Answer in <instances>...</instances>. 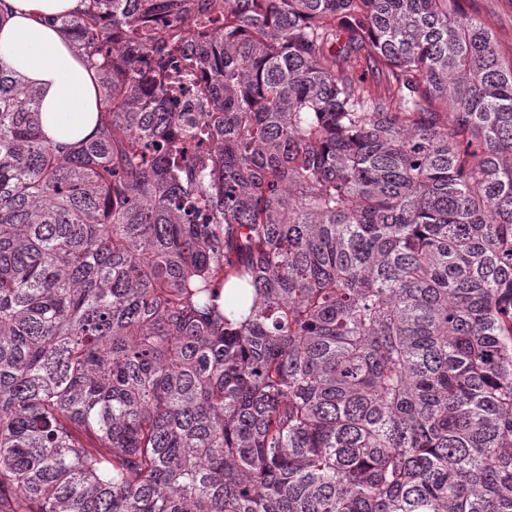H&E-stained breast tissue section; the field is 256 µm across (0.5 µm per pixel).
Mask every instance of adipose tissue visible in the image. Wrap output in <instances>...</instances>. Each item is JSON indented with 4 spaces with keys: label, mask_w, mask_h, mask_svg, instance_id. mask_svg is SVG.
I'll return each instance as SVG.
<instances>
[{
    "label": "adipose tissue",
    "mask_w": 512,
    "mask_h": 512,
    "mask_svg": "<svg viewBox=\"0 0 512 512\" xmlns=\"http://www.w3.org/2000/svg\"><path fill=\"white\" fill-rule=\"evenodd\" d=\"M81 0H0V63L19 72L40 91L42 131L57 142L91 137L97 109L93 74L46 16L73 13Z\"/></svg>",
    "instance_id": "adipose-tissue-1"
}]
</instances>
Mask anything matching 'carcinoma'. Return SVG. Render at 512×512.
I'll return each instance as SVG.
<instances>
[{
  "mask_svg": "<svg viewBox=\"0 0 512 512\" xmlns=\"http://www.w3.org/2000/svg\"><path fill=\"white\" fill-rule=\"evenodd\" d=\"M462 4L87 0L71 144L0 64V512H512V57Z\"/></svg>",
  "mask_w": 512,
  "mask_h": 512,
  "instance_id": "obj_1",
  "label": "carcinoma"
}]
</instances>
